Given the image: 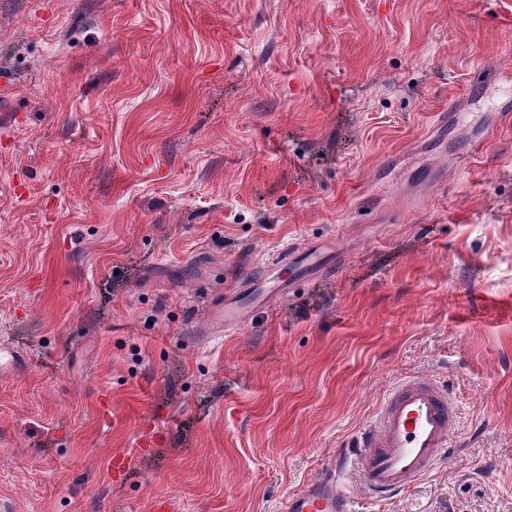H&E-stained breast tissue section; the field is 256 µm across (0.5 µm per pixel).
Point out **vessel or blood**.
<instances>
[{"mask_svg":"<svg viewBox=\"0 0 512 512\" xmlns=\"http://www.w3.org/2000/svg\"><path fill=\"white\" fill-rule=\"evenodd\" d=\"M330 260L311 249L287 250L273 281L242 285L236 295L214 306L211 323L231 335L250 309L281 299L301 274L316 275ZM457 412L445 386L422 378L402 380L390 389L375 424L364 427L334 467L308 480L286 497L280 512H355L356 494L384 498L432 471L452 446ZM356 475L358 490L347 484Z\"/></svg>","mask_w":512,"mask_h":512,"instance_id":"vessel-or-blood-1","label":"vessel or blood"}]
</instances>
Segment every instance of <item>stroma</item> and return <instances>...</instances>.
Returning <instances> with one entry per match:
<instances>
[{
    "label": "stroma",
    "instance_id": "obj_1",
    "mask_svg": "<svg viewBox=\"0 0 512 512\" xmlns=\"http://www.w3.org/2000/svg\"><path fill=\"white\" fill-rule=\"evenodd\" d=\"M509 112L512 0H0V504L277 512L424 376L456 447L357 512H512ZM330 264V259L311 249L285 252L283 260L277 263L278 277L273 281H258L244 284L231 299L214 306L211 323L217 329L224 327L225 335H232L244 323L250 309L271 305L281 299L293 281L302 273L316 275ZM260 285V286H259Z\"/></svg>",
    "mask_w": 512,
    "mask_h": 512
}]
</instances>
